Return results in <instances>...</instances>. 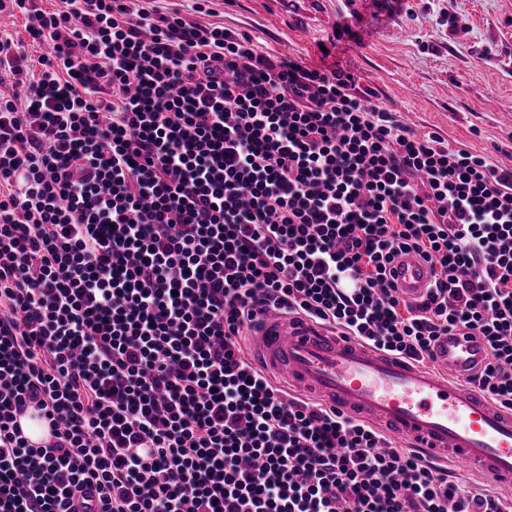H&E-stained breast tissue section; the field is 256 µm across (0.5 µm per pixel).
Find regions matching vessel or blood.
<instances>
[{
	"label": "vessel or blood",
	"mask_w": 512,
	"mask_h": 512,
	"mask_svg": "<svg viewBox=\"0 0 512 512\" xmlns=\"http://www.w3.org/2000/svg\"><path fill=\"white\" fill-rule=\"evenodd\" d=\"M286 3L297 25L314 17L335 29V12L321 11L319 0ZM392 267L399 293L409 301L420 298L432 280L429 265L410 254L396 257ZM248 343L264 372L402 438L422 462L448 455L460 474L477 469L512 482V411L467 383L485 362L479 340L454 333L440 337L434 366L427 369L307 318L271 310L250 330Z\"/></svg>",
	"instance_id": "vessel-or-blood-1"
}]
</instances>
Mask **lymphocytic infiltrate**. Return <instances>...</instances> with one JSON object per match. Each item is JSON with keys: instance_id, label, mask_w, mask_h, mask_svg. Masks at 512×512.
Returning a JSON list of instances; mask_svg holds the SVG:
<instances>
[{"instance_id": "f902f5d3", "label": "lymphocytic infiltrate", "mask_w": 512, "mask_h": 512, "mask_svg": "<svg viewBox=\"0 0 512 512\" xmlns=\"http://www.w3.org/2000/svg\"><path fill=\"white\" fill-rule=\"evenodd\" d=\"M192 9L0 0L42 49L0 38V512H512L243 350L268 305L419 363L456 332L512 409V168ZM391 266L399 293L408 301L420 298L432 280L429 265L413 255H399ZM30 421H41V420L38 418V415H36L34 413L17 416V418L15 419V423H16L17 427L20 429V431L26 437V439L29 441L30 444L39 446V445L45 444L49 439H51V432H52L51 428L48 424H44V423H40L41 424V434L39 436H37L36 438L33 439L32 437L27 435L24 431V427H26L27 422H29L28 428H27L28 434L36 435L37 431H38L37 428Z\"/></svg>"}]
</instances>
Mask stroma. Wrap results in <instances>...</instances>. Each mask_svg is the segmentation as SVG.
<instances>
[{"instance_id": "1", "label": "stroma", "mask_w": 512, "mask_h": 512, "mask_svg": "<svg viewBox=\"0 0 512 512\" xmlns=\"http://www.w3.org/2000/svg\"><path fill=\"white\" fill-rule=\"evenodd\" d=\"M211 7V22L251 33L267 53L349 73L354 94L417 133L512 165V0H405L367 13L365 41L296 32L265 0Z\"/></svg>"}]
</instances>
